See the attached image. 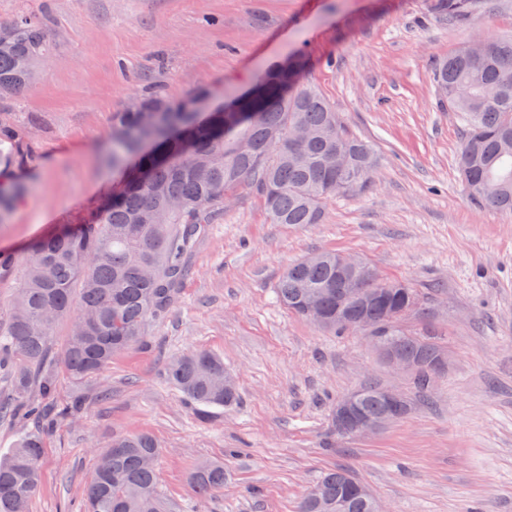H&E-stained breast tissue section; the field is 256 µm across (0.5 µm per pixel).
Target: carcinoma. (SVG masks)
Here are the masks:
<instances>
[{"mask_svg": "<svg viewBox=\"0 0 512 512\" xmlns=\"http://www.w3.org/2000/svg\"><path fill=\"white\" fill-rule=\"evenodd\" d=\"M473 0H433L431 12L453 18ZM474 63L461 49L435 69L438 106L461 116L466 133L458 152L462 181L472 199L512 211V38ZM50 49L45 19L22 16L0 38V98H14L40 75ZM30 57L27 73L18 61ZM286 73H267L262 86L224 94L210 112L199 90L173 103L158 90L112 115V144L105 161L125 172L122 183L84 223L38 242L25 256L0 252V273H20V287L0 318V373L9 375V402L0 419L28 425L9 454L0 457V512H30L41 481L44 433L80 405L56 406L48 364L54 324L72 320L60 369L75 380L100 374L112 357L145 342L148 322L176 303L188 274V257L210 225L224 216L227 192L256 193L272 224H318L324 202L363 186L377 156L372 144L349 132L319 89L305 79L307 58L287 54ZM32 152L29 132L0 113V223L25 202L29 187L14 180ZM358 286L365 293L345 295ZM274 294L290 312L306 316L314 296L338 335L364 323L417 361L413 388L425 395L447 350L433 323L427 293L404 281L383 280L363 258L353 267L339 253L320 252L289 265ZM349 319L336 322V314ZM224 359L206 351L174 357L166 380L199 408L237 402V386L224 385ZM391 390L360 389V410L382 419ZM155 440L118 436L100 454L85 496L73 512H173L157 486ZM205 500L224 489V465L203 462L191 476ZM377 498L350 471L325 473L300 500L297 512H376Z\"/></svg>", "mask_w": 512, "mask_h": 512, "instance_id": "cac0c4a2", "label": "carcinoma"}]
</instances>
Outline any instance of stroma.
Here are the masks:
<instances>
[{"label": "stroma", "instance_id": "1", "mask_svg": "<svg viewBox=\"0 0 512 512\" xmlns=\"http://www.w3.org/2000/svg\"><path fill=\"white\" fill-rule=\"evenodd\" d=\"M45 16L50 51L19 97L0 103L34 141L15 176L28 202L0 224V251L28 253L83 223L116 177L101 161L112 115L143 87L211 108L292 51L306 77L379 160L366 186L330 199L318 224H273L253 192L232 195L189 259L149 344L103 374H57L54 402L81 405L46 438L32 512H67L119 434L160 448L159 491L177 512H296L330 469H346L388 512H512V213L473 200L457 169L465 125L437 105L435 68L481 37L512 36V0H475L439 19L429 0H0V20ZM320 251L367 260L386 280L433 290L448 369L428 400L379 433L337 438L336 403L376 382L411 393L361 333L335 335L288 312L273 288ZM224 359L237 405L202 419L164 378L169 360ZM224 466V489L196 500L199 463Z\"/></svg>", "mask_w": 512, "mask_h": 512}]
</instances>
